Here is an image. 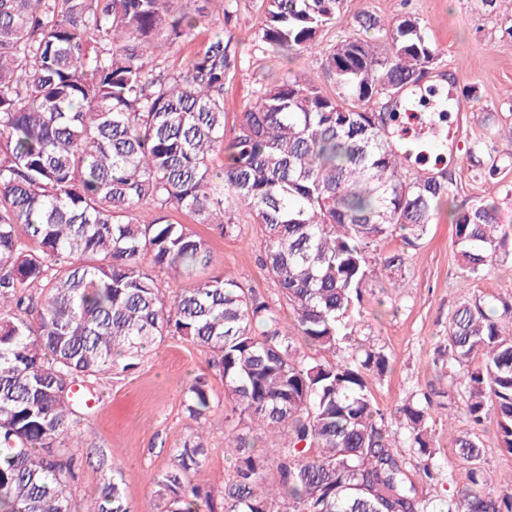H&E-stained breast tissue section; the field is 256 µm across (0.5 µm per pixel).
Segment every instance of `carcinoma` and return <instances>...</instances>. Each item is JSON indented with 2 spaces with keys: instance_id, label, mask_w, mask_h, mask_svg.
<instances>
[{
  "instance_id": "1",
  "label": "carcinoma",
  "mask_w": 512,
  "mask_h": 512,
  "mask_svg": "<svg viewBox=\"0 0 512 512\" xmlns=\"http://www.w3.org/2000/svg\"><path fill=\"white\" fill-rule=\"evenodd\" d=\"M196 2L0 0V512H131L105 454L96 492L74 494L83 402L72 387L134 367L168 336L206 349L224 382L234 462L220 488H201L209 449L192 431L152 478L157 512H512V480L486 492L475 434L452 439L470 486L441 509L418 494L392 423L436 479L431 401L386 416L373 382L389 357L356 343L350 324L372 256L394 236L416 245L448 197V176L410 172L389 136L399 97L423 89L438 59L424 26L361 12L357 32L327 47L347 0H263L261 42L319 60L332 91L296 71L260 87L229 132L224 87L242 67L232 39L217 32L186 64H157L194 38L211 0ZM142 205L149 224L135 217ZM242 208L276 302L224 275L193 278L211 255L192 225L232 237ZM173 211L193 224L170 222ZM453 224L472 277L512 233L488 202ZM161 270L189 282L167 297ZM448 369L473 428L496 414L512 451V309L461 305ZM207 388L194 377L182 402L200 428ZM257 430L279 438L273 457L255 452Z\"/></svg>"
}]
</instances>
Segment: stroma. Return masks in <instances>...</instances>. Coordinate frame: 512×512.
Segmentation results:
<instances>
[{
  "label": "stroma",
  "instance_id": "obj_1",
  "mask_svg": "<svg viewBox=\"0 0 512 512\" xmlns=\"http://www.w3.org/2000/svg\"><path fill=\"white\" fill-rule=\"evenodd\" d=\"M208 10L199 38L171 51L167 62H184L212 30L231 35L245 60L242 71L225 86L226 122L231 125L253 102L276 63L258 39L263 0H237L228 23L220 0H211ZM363 11L384 22L406 14L420 18L439 49L427 81L450 99L452 117L446 126L435 125L431 112L415 108L402 112L395 139L421 140L423 152L411 157L410 169L446 173L453 190L416 246L404 247L397 238L382 246L385 256L404 252L403 287L392 288L391 272L373 264L352 314L356 337L390 358L388 373L373 389L381 410L390 414L412 395L434 393L430 444L439 476L420 483L419 489L440 505L469 483L470 466L453 447L454 436L478 433L487 491H497L512 475V452L501 448L495 422L472 429L464 390L448 374V323L454 311L477 299L495 308L512 304V239L504 254L474 279L458 262L451 227L453 214L476 201L496 203L502 223L512 224V138L504 134L512 127V0H348L341 20L324 31L323 44L355 32V16ZM199 232L211 250L208 274H224L266 299L275 298L259 264L260 230L247 214L239 216L237 236L222 237L205 226ZM207 360L204 349L171 336L134 369L100 377L92 408L80 426L78 497L93 494L100 484L103 474L95 455L100 448L111 453L113 466L119 468L132 512H156L151 478L191 432L181 401L187 383L199 374L208 377L212 412L206 431L209 460L195 481L204 487L223 484L231 472L224 457V385L209 372Z\"/></svg>",
  "mask_w": 512,
  "mask_h": 512
}]
</instances>
